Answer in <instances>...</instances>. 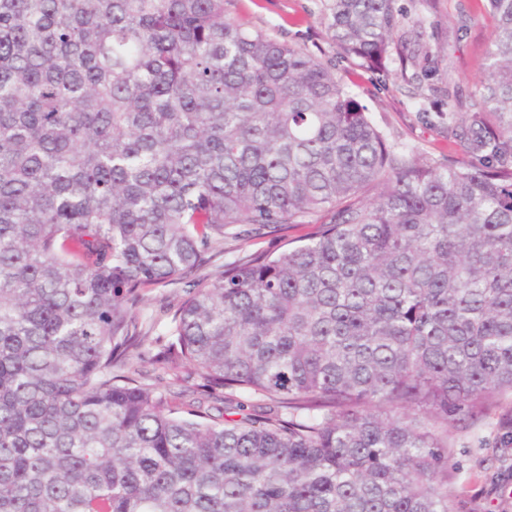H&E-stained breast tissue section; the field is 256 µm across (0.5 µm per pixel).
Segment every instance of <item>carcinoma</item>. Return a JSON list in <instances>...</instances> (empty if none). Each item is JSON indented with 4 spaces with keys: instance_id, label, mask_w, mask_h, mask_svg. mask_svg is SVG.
<instances>
[{
    "instance_id": "1",
    "label": "carcinoma",
    "mask_w": 512,
    "mask_h": 512,
    "mask_svg": "<svg viewBox=\"0 0 512 512\" xmlns=\"http://www.w3.org/2000/svg\"><path fill=\"white\" fill-rule=\"evenodd\" d=\"M227 0H0V512H456L448 426L512 391V0L448 127L395 149L328 66ZM320 0L362 68L428 76L423 19ZM309 242L199 278L323 212ZM182 283L155 362L275 406L141 383L137 305ZM320 224H301L289 228L281 233L262 235L251 242L234 241L230 238L224 241V254L216 256L211 264L202 273L211 274L222 269L221 267L235 259L255 251H267L274 255L281 253L296 244V240L305 236L313 235L319 230ZM294 242V243H291Z\"/></svg>"
}]
</instances>
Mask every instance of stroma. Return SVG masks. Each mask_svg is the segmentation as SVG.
Returning a JSON list of instances; mask_svg holds the SVG:
<instances>
[{"instance_id": "stroma-1", "label": "stroma", "mask_w": 512, "mask_h": 512, "mask_svg": "<svg viewBox=\"0 0 512 512\" xmlns=\"http://www.w3.org/2000/svg\"><path fill=\"white\" fill-rule=\"evenodd\" d=\"M399 7L423 16L419 52L426 57L428 80L418 83L399 74L371 72L343 58L320 20L319 0H229L238 23L301 46L330 67L365 105L388 142L417 159H465L448 131L449 113L463 114L483 78L494 19L485 0H397ZM318 227L301 224L251 242L225 239L224 252L207 266L214 273L255 251L281 253ZM185 298L181 286L147 289L138 307L153 339L131 361L146 383L162 391L195 388L200 379L183 367L171 370L152 361L169 322L168 312ZM448 489L457 512H512V394L499 395L474 422L448 431Z\"/></svg>"}]
</instances>
